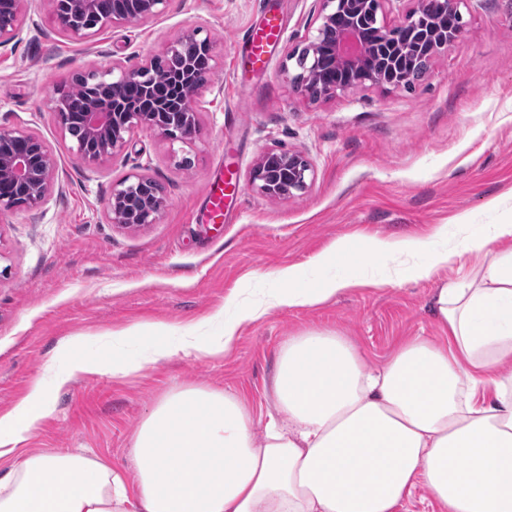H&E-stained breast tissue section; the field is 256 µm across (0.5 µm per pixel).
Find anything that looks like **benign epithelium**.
<instances>
[{
    "label": "benign epithelium",
    "instance_id": "benign-epithelium-1",
    "mask_svg": "<svg viewBox=\"0 0 512 512\" xmlns=\"http://www.w3.org/2000/svg\"><path fill=\"white\" fill-rule=\"evenodd\" d=\"M318 3L317 35L307 38L308 56L302 71L291 82L302 92L313 83L321 85L317 102L340 91L367 86L411 89L414 75L403 71L406 53L424 50L432 61L448 50L463 32L461 6L467 0H413L415 6L401 19L390 23L384 17L391 0H315ZM24 0H0V47L21 39L20 21ZM63 32L79 40H90L108 26L132 21L127 11L117 9L107 17L97 14L98 0H68L60 10V0H49ZM166 0H131L134 14L147 19L160 13ZM326 28L336 31V42L325 44ZM329 56L345 63L340 79L323 80L322 59ZM151 60L137 68L119 64L105 72H88L84 78L98 87L82 113L86 143L76 145L79 157L88 164L111 159L125 148L128 137L138 127L150 128L172 141L190 140L196 133L199 114L198 88L191 66L176 76L183 94L175 101L159 100L147 79ZM127 84H138L141 101L122 97ZM57 123L67 132L69 113L62 96L50 101ZM56 162L52 151L34 134L0 126V213L17 208L34 210L50 195L55 185ZM313 168L301 151H268L258 157L251 174L253 186L270 198L305 193L310 187ZM147 181L145 176L125 178L112 186L106 216L110 223L124 228L150 224L162 209L165 198L157 197L151 208L136 207L130 201L134 187Z\"/></svg>",
    "mask_w": 512,
    "mask_h": 512
}]
</instances>
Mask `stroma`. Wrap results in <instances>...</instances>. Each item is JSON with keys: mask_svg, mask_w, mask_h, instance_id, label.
<instances>
[{"mask_svg": "<svg viewBox=\"0 0 512 512\" xmlns=\"http://www.w3.org/2000/svg\"><path fill=\"white\" fill-rule=\"evenodd\" d=\"M315 5L167 0L159 16L84 42L60 30L47 0H26L22 40L0 47V125L45 141L57 179L40 208L0 214V412L43 374L63 338L97 337L90 351L105 363L59 392L55 416L26 448L98 456L127 470L135 429L167 393L217 388L266 413L288 337L334 331L378 368L404 340L440 336L431 299L481 254L419 282L388 279V263H372L370 285L313 307L270 310L223 355L178 353L130 376L112 372L113 356L140 349L134 339L113 347V331L161 322L178 335L217 316L230 295L261 296L289 265L313 285L321 274L310 261L333 240L348 239L358 259L375 238H428L444 226L453 241L459 218L497 224L512 210V0H467L463 36L414 88L354 89L313 103L293 87L298 68L288 53L315 34ZM269 9L283 21L282 36L264 70L241 71L240 40ZM188 29L209 40L215 58L193 139L138 128L121 154L85 164L47 106L60 85L116 62L138 67ZM271 149L307 154V192L270 199L255 190L253 166ZM221 164L239 187L230 218L198 223L206 178ZM133 174L162 185L166 204L154 223L127 230L108 222L105 203L113 184Z\"/></svg>", "mask_w": 512, "mask_h": 512, "instance_id": "obj_1", "label": "stroma"}]
</instances>
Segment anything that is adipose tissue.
Listing matches in <instances>:
<instances>
[{"label":"adipose tissue","mask_w":512,"mask_h":512,"mask_svg":"<svg viewBox=\"0 0 512 512\" xmlns=\"http://www.w3.org/2000/svg\"><path fill=\"white\" fill-rule=\"evenodd\" d=\"M467 250L485 261L434 295L441 338L411 337L370 369L337 333L289 337L272 378L274 410L264 418L226 391L169 393L131 439L133 477L95 456L32 453L0 478V512H396L420 487L441 512H512V216L460 247L443 229L431 241L370 245L391 261L392 276L414 282ZM271 280L261 299L231 296L217 331L201 323L169 341L163 324L145 323L113 335L116 344L157 336L139 357L113 362V373L133 374L178 352L220 355L270 309L315 306L364 277L348 271L306 287L288 266ZM87 342L63 340L64 365L49 364L0 413V459L55 415L62 389L101 372V360L72 352Z\"/></svg>","instance_id":"obj_1"}]
</instances>
